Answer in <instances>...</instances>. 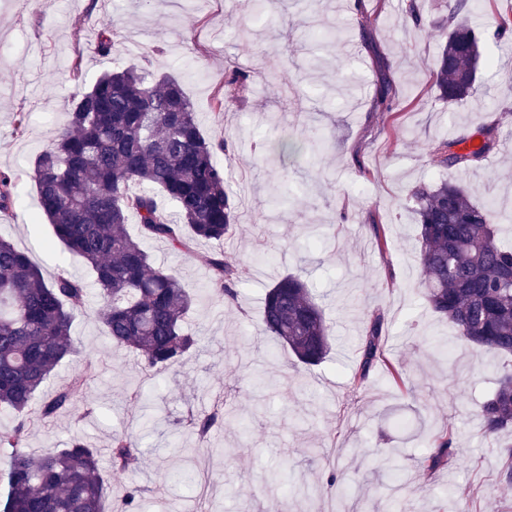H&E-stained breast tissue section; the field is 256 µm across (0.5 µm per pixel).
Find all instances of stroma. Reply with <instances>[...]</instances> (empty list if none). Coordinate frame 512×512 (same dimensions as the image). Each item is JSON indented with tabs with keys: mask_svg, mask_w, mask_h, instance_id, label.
<instances>
[{
	"mask_svg": "<svg viewBox=\"0 0 512 512\" xmlns=\"http://www.w3.org/2000/svg\"><path fill=\"white\" fill-rule=\"evenodd\" d=\"M254 2L154 0L141 9L134 0H0V170L20 176L0 238L28 250L44 277L62 265L85 280L90 273L52 244L27 172L64 126L73 98L142 55L183 81L207 136L232 141L224 168L239 207L227 243L240 260L237 306L208 287L203 257L212 244L177 254L144 241L153 263L178 269L193 294L186 328L199 339L196 351L164 371L145 368L112 345L89 296L72 326L77 354L40 395L85 367L93 373L66 411L32 420L27 451L81 438L106 455L113 433L131 435L143 452L140 469L103 476L112 491L140 487L141 512H456L449 491L457 485L474 492L469 512H512V488L499 487L500 458L475 416L494 387L497 358L454 344L452 327L425 305L410 199L417 184L448 175L432 153L437 141L493 125L497 147L457 176L477 201L512 212V94L504 91L512 34L495 28L512 0H481V90L452 107L431 94L427 68L448 0H422L421 26L402 0H270L263 25L253 21ZM107 24L121 37L101 56L94 41ZM383 67L398 91L389 112L375 105ZM229 69L245 76V92L225 90ZM19 112L27 132L15 137ZM287 273L306 281L330 327V352L316 366L294 361L262 330L264 295ZM376 310L387 322L385 355L406 379L394 384L378 369L355 392L359 338ZM218 403L241 425H217L200 444L188 438L186 416ZM443 428L455 433L461 455L432 475L423 466L427 439ZM176 470L190 471L193 484L169 479ZM273 470L286 475L280 486L264 480ZM331 473L347 489L337 504Z\"/></svg>",
	"mask_w": 512,
	"mask_h": 512,
	"instance_id": "stroma-1",
	"label": "stroma"
}]
</instances>
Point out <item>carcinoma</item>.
<instances>
[{"mask_svg": "<svg viewBox=\"0 0 512 512\" xmlns=\"http://www.w3.org/2000/svg\"><path fill=\"white\" fill-rule=\"evenodd\" d=\"M479 0H448L443 43L430 64L435 96L453 105L478 93L482 32L471 25ZM120 37L116 29L98 32L94 50L107 55ZM377 104L393 108V81L381 74ZM480 143L467 147L474 138ZM497 146L495 130L481 128L457 141L442 139L433 153L443 167L465 170L480 165ZM231 159L225 139L207 137L180 80L151 70L150 57L108 71L74 98L66 127L41 151L29 177L39 215L57 242L89 267L101 303L98 313L112 343L135 352L152 369L181 363L197 346L183 322L192 294L177 271L155 267L140 238L128 229L130 215L141 238L161 241L189 254L198 241L215 243L205 256L212 292L235 300L239 260L224 251L236 229V204L219 156ZM18 176L0 171V214L12 213ZM418 223L421 293L426 305L456 329V339L497 354L495 390L476 407L486 436L505 464L499 475L512 487V444L499 443L512 432V244L499 232L512 215L493 204L474 202L459 181L448 178L411 191ZM88 289L66 266L46 280L27 252L0 238V407L17 422L0 428V446L9 447V488L0 512H107L99 450L80 440L67 448L35 456L23 450L32 403L47 378L76 352L71 339L75 315ZM263 330L283 343L303 365L321 363L330 350V327L323 310L297 275L279 278L266 292ZM385 318L371 314L360 336L359 357L351 374L358 390L381 362L396 384L402 367L384 356ZM44 400L39 412L55 417L67 409L72 389ZM229 418L221 408L190 419L200 442ZM453 440L430 441L431 473L454 462ZM139 449L124 434L112 436V472L124 474L140 463ZM141 490L124 486L118 512H136Z\"/></svg>", "mask_w": 512, "mask_h": 512, "instance_id": "cac0c4a2", "label": "carcinoma"}]
</instances>
